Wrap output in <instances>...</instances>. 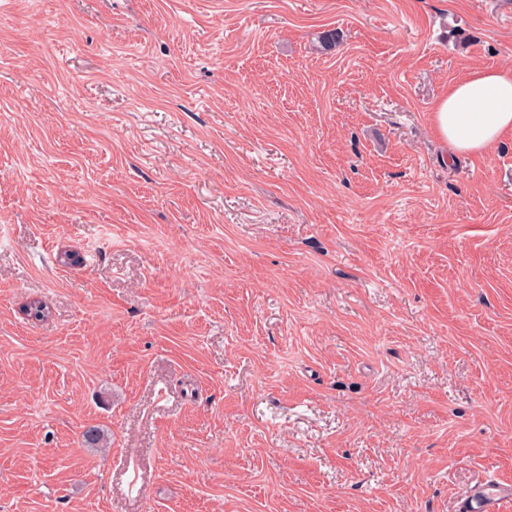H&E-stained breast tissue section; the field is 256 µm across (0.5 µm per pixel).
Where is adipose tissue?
<instances>
[{
    "label": "adipose tissue",
    "mask_w": 512,
    "mask_h": 512,
    "mask_svg": "<svg viewBox=\"0 0 512 512\" xmlns=\"http://www.w3.org/2000/svg\"><path fill=\"white\" fill-rule=\"evenodd\" d=\"M432 125L455 153L490 150L512 133V68H477L458 79L435 103Z\"/></svg>",
    "instance_id": "ef3b65f1"
}]
</instances>
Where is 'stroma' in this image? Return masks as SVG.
Listing matches in <instances>:
<instances>
[{"label":"stroma","mask_w":512,"mask_h":512,"mask_svg":"<svg viewBox=\"0 0 512 512\" xmlns=\"http://www.w3.org/2000/svg\"><path fill=\"white\" fill-rule=\"evenodd\" d=\"M484 66L512 0H0V512L512 483V134L431 123Z\"/></svg>","instance_id":"35a3bbf8"}]
</instances>
